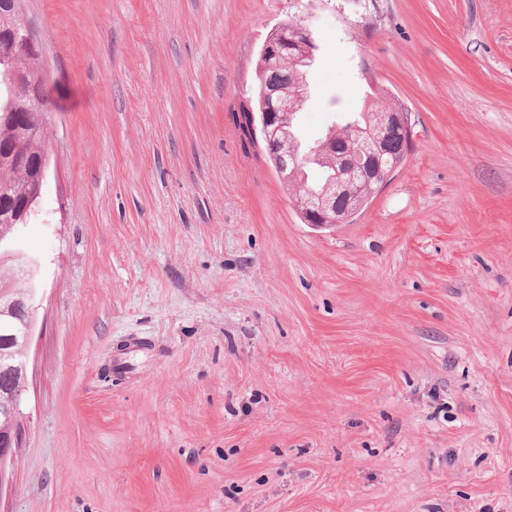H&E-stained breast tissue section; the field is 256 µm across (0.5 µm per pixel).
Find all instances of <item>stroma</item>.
<instances>
[{
    "mask_svg": "<svg viewBox=\"0 0 512 512\" xmlns=\"http://www.w3.org/2000/svg\"><path fill=\"white\" fill-rule=\"evenodd\" d=\"M49 177L0 512H512V0H23ZM320 45L303 147L386 92L403 164L305 224L232 120ZM289 21L291 22L289 23ZM288 24L283 28H275L271 33V37H274V39L285 38L288 33V42L290 43L312 41V31L304 18L292 20L291 17H288Z\"/></svg>",
    "mask_w": 512,
    "mask_h": 512,
    "instance_id": "stroma-1",
    "label": "stroma"
}]
</instances>
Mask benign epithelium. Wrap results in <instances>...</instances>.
Here are the masks:
<instances>
[{"label":"benign epithelium","mask_w":512,"mask_h":512,"mask_svg":"<svg viewBox=\"0 0 512 512\" xmlns=\"http://www.w3.org/2000/svg\"><path fill=\"white\" fill-rule=\"evenodd\" d=\"M271 36L276 39L286 37L290 43L312 41V31L302 18L274 29ZM270 65V53L265 47L260 53L255 71L259 85V107L256 112H249L248 133L254 138L261 137L267 158L274 163L283 183L290 187L293 174L299 166L300 153L297 147L287 141L284 127L291 114L305 102L307 90L306 86L301 85L293 97H284L266 79V71ZM394 130L400 133L403 142L410 140V113H381L380 124L371 138L357 141L347 150L339 148V141L334 135L327 137L316 147L321 155L333 159L336 165V181L323 192L310 196L303 202L302 216L306 223L317 228L330 227L347 221L364 206L378 186L385 183L397 168L395 164L382 167L383 156L389 152V136ZM48 166L46 154L32 165L33 175L28 181L26 200L21 202L20 208L29 206V203L41 196ZM20 259L18 269L25 289L16 299V303L24 319L23 332L15 348L0 351V371L25 377L28 347L35 325L37 268L32 259L23 255ZM19 440L20 428L17 425L0 432V486L5 480L6 464L13 460Z\"/></svg>","instance_id":"benign-epithelium-1"}]
</instances>
